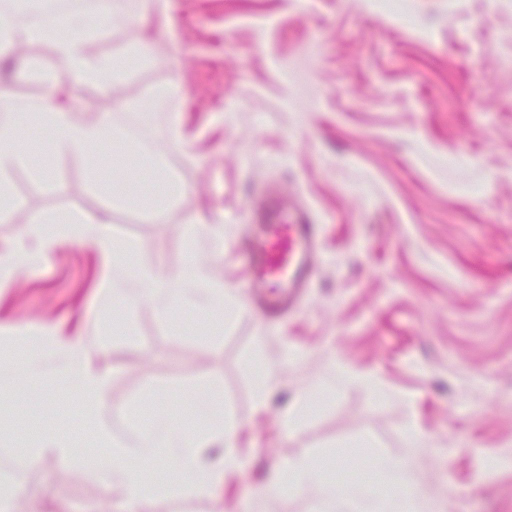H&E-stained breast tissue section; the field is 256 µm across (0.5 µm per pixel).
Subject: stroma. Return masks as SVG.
<instances>
[{"label":"stroma","mask_w":512,"mask_h":512,"mask_svg":"<svg viewBox=\"0 0 512 512\" xmlns=\"http://www.w3.org/2000/svg\"><path fill=\"white\" fill-rule=\"evenodd\" d=\"M128 21L97 20L89 52L125 61L114 85L54 81L52 45L39 64L0 65V101L55 99L161 158L184 191L154 208L114 202L113 186L149 195L147 163L92 170L36 147L11 176L18 205L0 218V251L30 222L108 211L112 241L141 270L196 262L245 296L252 212L276 191L322 227L303 302L265 321L240 307L223 330L175 310L100 307L113 270L92 236H72L0 290V365L34 345L44 321L102 349L112 434L149 411L189 418L207 391L239 424L244 468L212 497L157 494L153 512H336L312 495L265 489L279 460L310 457L346 484L374 481L383 460L406 462L412 493L397 512H512V0H126ZM179 95L155 124L140 107L165 86ZM199 231L196 253L186 237ZM302 352L282 365L288 349ZM281 363L277 392L257 408L252 363ZM372 379L377 393L360 384ZM331 394L295 430L281 426L315 383ZM74 462L47 456L23 470L25 512H111L77 441L78 390L43 396ZM26 393L0 395V451L17 459L43 427ZM426 437L408 446L407 430Z\"/></svg>","instance_id":"obj_1"}]
</instances>
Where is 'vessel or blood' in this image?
I'll use <instances>...</instances> for the list:
<instances>
[{"instance_id":"1","label":"vessel or blood","mask_w":512,"mask_h":512,"mask_svg":"<svg viewBox=\"0 0 512 512\" xmlns=\"http://www.w3.org/2000/svg\"><path fill=\"white\" fill-rule=\"evenodd\" d=\"M257 222L262 235L250 253L251 282L260 287L274 283L262 304L266 316L277 318L294 309L310 285L321 227L304 206H283L273 191Z\"/></svg>"}]
</instances>
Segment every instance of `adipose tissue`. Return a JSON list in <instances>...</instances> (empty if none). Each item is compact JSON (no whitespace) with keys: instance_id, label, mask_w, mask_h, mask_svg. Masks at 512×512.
Returning <instances> with one entry per match:
<instances>
[{"instance_id":"adipose-tissue-1","label":"adipose tissue","mask_w":512,"mask_h":512,"mask_svg":"<svg viewBox=\"0 0 512 512\" xmlns=\"http://www.w3.org/2000/svg\"><path fill=\"white\" fill-rule=\"evenodd\" d=\"M98 17L114 23L125 20L118 0H98L91 16L44 14L17 22L0 15V59L5 58L7 48L19 44L35 48L51 41L55 44L58 73L63 80L91 85L110 83L115 74L114 65L91 56L82 40L56 36L59 28L76 25L84 29ZM28 109L25 102L0 103L1 214L8 213L14 204L7 178L27 162L26 152L17 144L16 129L10 117ZM39 115L42 127L50 135L53 150L87 154L92 164L102 163V156H91L90 149L111 138V118L79 122L69 109L51 100L40 105ZM89 230L94 233L96 245L107 253L113 270L119 272V279L112 282V292L122 296L129 309L148 303L163 313L187 308L196 314L221 318L232 315L239 307V298L223 287L216 285L196 292V285L206 278L204 266L196 263L176 272L126 270L123 254L112 246L107 235L105 219L73 213H60L49 219L35 218L32 225L35 245L19 244L0 252V288L7 286L15 272L37 266L67 237ZM43 333L50 354L56 358L55 363L48 367L28 352H19L8 367L0 368V386L23 390L63 380L79 388L83 404L95 421L98 439L107 449L105 455L91 462L90 468L103 491L119 503L121 512H152V491L143 482L142 469L156 459L159 449L169 450L176 473L175 479L163 483L161 489L184 499L209 495L218 481L241 471L243 463L235 451L239 425L208 399L197 400L193 405L195 415L203 422L202 428L191 429L168 415L156 414L151 418L149 430L137 437L135 445L115 443L103 419L110 405L106 368L94 360L90 346L82 337H58L51 325L44 326ZM269 488L291 494L312 490L321 501L341 502L348 512H383L370 488L340 489L334 483L321 480L312 462L304 457L274 464Z\"/></svg>"}]
</instances>
